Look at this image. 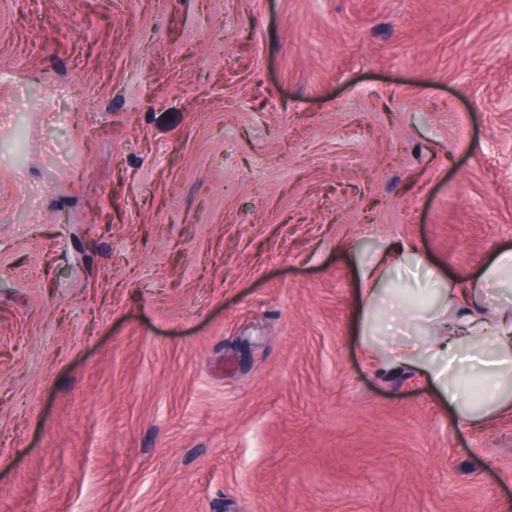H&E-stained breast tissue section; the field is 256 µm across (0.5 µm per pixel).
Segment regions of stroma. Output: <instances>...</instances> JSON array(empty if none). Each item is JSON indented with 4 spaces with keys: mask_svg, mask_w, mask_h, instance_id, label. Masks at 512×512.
Instances as JSON below:
<instances>
[{
    "mask_svg": "<svg viewBox=\"0 0 512 512\" xmlns=\"http://www.w3.org/2000/svg\"><path fill=\"white\" fill-rule=\"evenodd\" d=\"M0 100V512H512L355 306L512 246V0H0Z\"/></svg>",
    "mask_w": 512,
    "mask_h": 512,
    "instance_id": "obj_1",
    "label": "stroma"
}]
</instances>
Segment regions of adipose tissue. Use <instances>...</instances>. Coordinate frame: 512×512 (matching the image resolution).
I'll return each instance as SVG.
<instances>
[{
    "label": "adipose tissue",
    "mask_w": 512,
    "mask_h": 512,
    "mask_svg": "<svg viewBox=\"0 0 512 512\" xmlns=\"http://www.w3.org/2000/svg\"><path fill=\"white\" fill-rule=\"evenodd\" d=\"M388 263L407 284L381 287L377 266L363 268L360 333L416 334L371 350V366L419 369L461 424L512 409V247L493 249L463 285L414 246L394 249Z\"/></svg>",
    "instance_id": "1"
}]
</instances>
